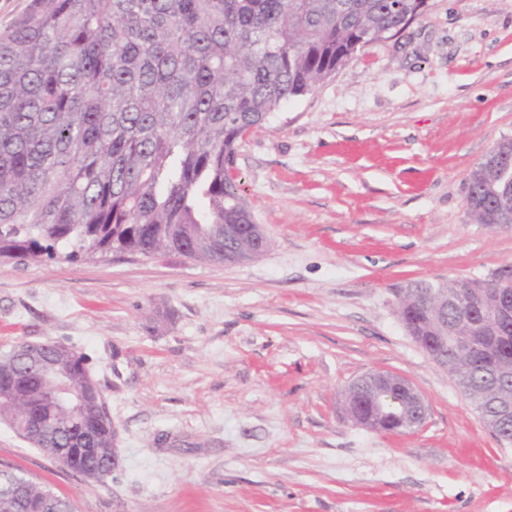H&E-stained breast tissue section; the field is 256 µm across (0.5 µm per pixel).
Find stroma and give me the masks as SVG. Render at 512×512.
Wrapping results in <instances>:
<instances>
[{
  "label": "stroma",
  "instance_id": "1",
  "mask_svg": "<svg viewBox=\"0 0 512 512\" xmlns=\"http://www.w3.org/2000/svg\"><path fill=\"white\" fill-rule=\"evenodd\" d=\"M237 144L267 233L237 264L175 253L0 261V353L75 345L112 416L92 482L0 422V466L76 512H512V445L409 335L396 291L512 265L467 178L512 136V0H428ZM391 372L411 433L353 424L343 391Z\"/></svg>",
  "mask_w": 512,
  "mask_h": 512
}]
</instances>
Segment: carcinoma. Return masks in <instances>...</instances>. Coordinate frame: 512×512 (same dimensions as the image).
I'll return each instance as SVG.
<instances>
[{
    "label": "carcinoma",
    "mask_w": 512,
    "mask_h": 512,
    "mask_svg": "<svg viewBox=\"0 0 512 512\" xmlns=\"http://www.w3.org/2000/svg\"><path fill=\"white\" fill-rule=\"evenodd\" d=\"M424 0H30L0 31V258L19 264L176 253L236 263L260 246L229 176L235 145L293 98L313 91L365 46L424 14ZM466 206L477 223L512 224V190L497 163L477 164ZM414 283L398 313L425 352L443 345ZM512 331L477 333L448 371L491 431L512 406ZM347 393L348 414L371 429L411 432L380 415L381 390ZM88 384L86 357L48 340L25 359L0 354V420L81 475L112 473V420ZM73 448L90 452L74 455ZM22 512L55 495L28 479Z\"/></svg>",
    "instance_id": "cac0c4a2"
}]
</instances>
